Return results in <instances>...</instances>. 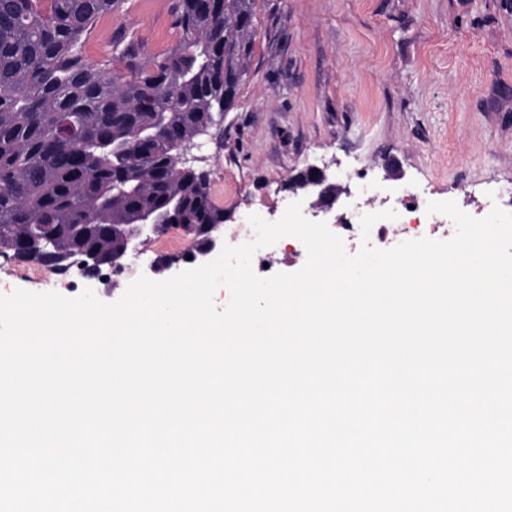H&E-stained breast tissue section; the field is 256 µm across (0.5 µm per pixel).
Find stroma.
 I'll list each match as a JSON object with an SVG mask.
<instances>
[{
  "mask_svg": "<svg viewBox=\"0 0 512 512\" xmlns=\"http://www.w3.org/2000/svg\"><path fill=\"white\" fill-rule=\"evenodd\" d=\"M171 0H121L85 46L108 58L126 31L154 57L173 48ZM207 172L232 232L247 213L270 222L297 199L288 179L308 166L359 172L397 209L402 190L455 201L481 218L512 211V0H256L254 50L233 109L187 151ZM64 297L110 287L52 275Z\"/></svg>",
  "mask_w": 512,
  "mask_h": 512,
  "instance_id": "1",
  "label": "stroma"
}]
</instances>
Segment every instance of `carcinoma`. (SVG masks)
I'll return each instance as SVG.
<instances>
[{
    "instance_id": "carcinoma-1",
    "label": "carcinoma",
    "mask_w": 512,
    "mask_h": 512,
    "mask_svg": "<svg viewBox=\"0 0 512 512\" xmlns=\"http://www.w3.org/2000/svg\"><path fill=\"white\" fill-rule=\"evenodd\" d=\"M120 0H0V259L59 274L100 268L144 212L196 242L223 222L210 181L174 163L224 117L253 53L256 0H172L175 48L144 59L134 34L92 63L84 47Z\"/></svg>"
}]
</instances>
